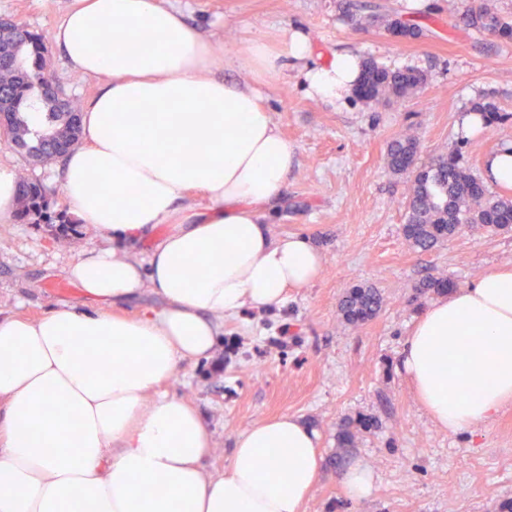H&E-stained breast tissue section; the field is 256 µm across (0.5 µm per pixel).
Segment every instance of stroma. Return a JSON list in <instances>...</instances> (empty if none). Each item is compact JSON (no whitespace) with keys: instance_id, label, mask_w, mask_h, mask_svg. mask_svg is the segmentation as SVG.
<instances>
[{"instance_id":"obj_1","label":"stroma","mask_w":512,"mask_h":512,"mask_svg":"<svg viewBox=\"0 0 512 512\" xmlns=\"http://www.w3.org/2000/svg\"><path fill=\"white\" fill-rule=\"evenodd\" d=\"M70 2L0 0V20L38 35L54 80L85 104L100 79L72 73L53 42ZM340 2L158 0L220 49L213 72L235 84L251 80L244 65L251 45L275 41L292 26L309 36L318 60L349 51L427 77L415 95L387 105L307 94L302 74L288 65L262 87V102L294 154L272 231L311 238L325 255L324 269L307 287L290 289L281 307L225 317L214 356L182 363L165 390L200 414L212 442L204 467L215 475L228 465L235 438L257 423L289 414L315 429L324 464L300 512H512V405L451 433L429 419L398 369L413 320L435 299L414 298L415 288L431 275L465 288L482 273L512 267V230L465 228L432 251L411 250L402 236L408 185L386 160L388 142L408 129L422 161L458 154L484 180L486 157L512 144V40L458 23V0H352L359 16L390 14L418 24L422 34L412 40L373 26L354 29ZM483 99L495 102L501 118L465 135L461 120ZM0 168L43 184L56 210L72 213L60 161L33 162L0 139ZM111 246L89 226L60 242L45 227L1 219L0 316L36 319L59 305L82 306L65 270ZM355 284L385 298L378 316L359 328L337 315L340 296ZM346 417L374 422L349 453L350 465L375 476L371 495L360 501L347 497L329 464L336 425Z\"/></svg>"}]
</instances>
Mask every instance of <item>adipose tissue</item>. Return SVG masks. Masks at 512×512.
I'll return each instance as SVG.
<instances>
[{
    "instance_id": "obj_1",
    "label": "adipose tissue",
    "mask_w": 512,
    "mask_h": 512,
    "mask_svg": "<svg viewBox=\"0 0 512 512\" xmlns=\"http://www.w3.org/2000/svg\"><path fill=\"white\" fill-rule=\"evenodd\" d=\"M105 26L116 38L93 41ZM53 41L74 73L103 81L62 188L112 247L66 269L85 308L0 318V512H299L320 474L314 429L288 414L258 423L213 475L199 415L154 391L181 362L210 358L224 317L279 307L319 275L325 258L308 237L271 232L293 152L258 87L289 63L308 93L340 100L358 57L314 63L292 27L254 43L253 83L233 85L211 74L210 42L156 0H75ZM194 191L206 208L188 204ZM160 224L146 257L127 253ZM147 288L161 308L118 315ZM399 366L441 429H469L511 405L512 269L434 300Z\"/></svg>"
}]
</instances>
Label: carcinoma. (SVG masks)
I'll list each match as a JSON object with an SVG mask.
<instances>
[{
	"label": "carcinoma",
	"mask_w": 512,
	"mask_h": 512,
	"mask_svg": "<svg viewBox=\"0 0 512 512\" xmlns=\"http://www.w3.org/2000/svg\"><path fill=\"white\" fill-rule=\"evenodd\" d=\"M458 22L466 27L502 39H512V16L501 14L492 0H461ZM368 23L389 34L416 38L420 29L396 18L373 15ZM20 37L17 28L0 21V42L13 44L22 64L0 66V87L12 90L3 111L8 123L3 134L30 159L43 161L64 157L80 140L79 99L67 98L60 103L55 88L34 100L31 93L53 83L43 62L39 39L29 31ZM426 83V75L412 68L391 69L374 60L363 63L362 75L355 87L357 98L376 104L403 100ZM472 111L487 125L501 118L491 102L478 101ZM420 143L411 135H400L387 144V165L392 173L408 183L405 224L402 235L407 245L417 252L432 251L462 228L488 233L512 228V199L489 195L457 156H438L426 164H418ZM14 220L19 224H47L57 227L60 239L82 234L79 225L52 210L51 193L43 185L19 177L17 207ZM455 284L443 276H430L417 288L421 294L446 292ZM383 296L370 285H353L341 296L338 314L348 325L358 328L374 319L382 309ZM369 427L362 421L342 420L336 429V456L333 465L343 470L347 449L355 446L358 427Z\"/></svg>",
	"instance_id": "cac0c4a2"
}]
</instances>
